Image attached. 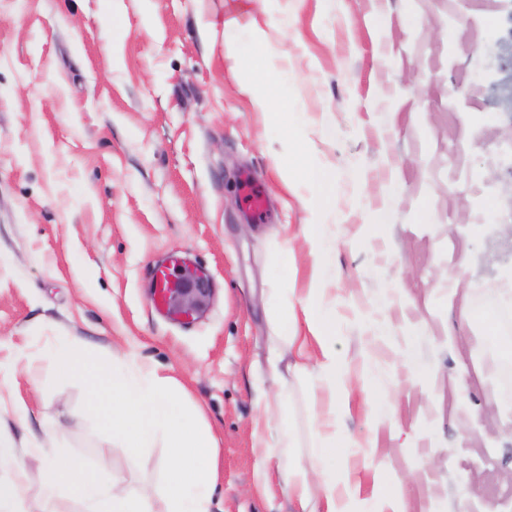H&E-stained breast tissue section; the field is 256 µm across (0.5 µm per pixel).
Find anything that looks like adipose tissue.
<instances>
[{
  "label": "adipose tissue",
  "instance_id": "1",
  "mask_svg": "<svg viewBox=\"0 0 512 512\" xmlns=\"http://www.w3.org/2000/svg\"><path fill=\"white\" fill-rule=\"evenodd\" d=\"M277 266L282 288L270 322L288 344L293 376L309 384L318 444L301 451L279 396L254 422L256 429L272 434L271 439L259 440L258 457L265 464L277 461L291 512H408L412 475L392 478L387 487L374 482L370 497L365 498L360 484L352 482L347 471L336 469V436L342 431V417L351 410L352 364L338 346L321 270H313L309 287L299 291L292 286V247L279 252ZM31 459L42 464L44 502L62 495L85 512H154L148 488L131 485L119 474L103 475L57 448L16 447L11 436L1 431L0 471L10 472L12 479L0 482V512H28L25 483Z\"/></svg>",
  "mask_w": 512,
  "mask_h": 512
}]
</instances>
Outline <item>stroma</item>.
<instances>
[{
	"label": "stroma",
	"mask_w": 512,
	"mask_h": 512,
	"mask_svg": "<svg viewBox=\"0 0 512 512\" xmlns=\"http://www.w3.org/2000/svg\"><path fill=\"white\" fill-rule=\"evenodd\" d=\"M511 25L512 0H0V427L20 448L62 429L67 453L161 493L164 448L98 434L46 357L155 366L217 440L210 512H289L254 420L276 392L275 258L292 244L308 287L317 222L337 339L368 365L338 458L366 494L413 472L410 512H512V394L481 320L512 307ZM268 59L263 111L244 87ZM289 128L331 175L319 211L275 170ZM172 256L209 280L191 320L151 302ZM284 412L310 448L305 385Z\"/></svg>",
	"instance_id": "1"
}]
</instances>
